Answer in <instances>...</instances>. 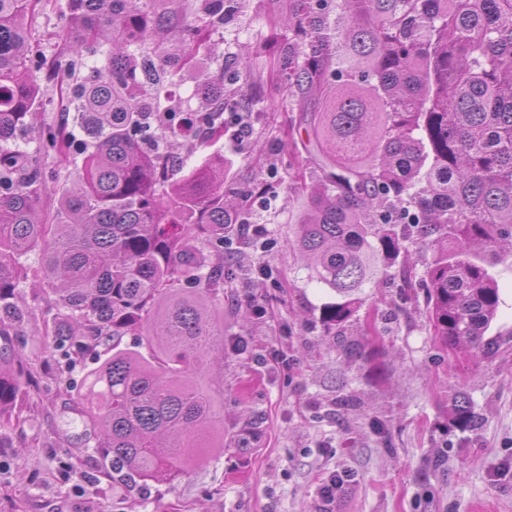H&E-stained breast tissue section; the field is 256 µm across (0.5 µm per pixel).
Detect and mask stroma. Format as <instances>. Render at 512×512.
Listing matches in <instances>:
<instances>
[{
	"mask_svg": "<svg viewBox=\"0 0 512 512\" xmlns=\"http://www.w3.org/2000/svg\"><path fill=\"white\" fill-rule=\"evenodd\" d=\"M65 4L58 0L31 24L34 56L64 52ZM286 0H240L230 19L210 25L213 51L183 69L169 105L194 109L207 81L232 67L243 47L259 58L246 78L271 88L257 106L251 135L182 141L187 165L224 156V184L241 212L263 224L262 246L232 238L224 247L228 283L216 314L224 320V448L172 484L148 482L129 493L113 489L103 459L86 447L87 429L71 408L66 381L81 383L102 358H75L69 371L50 359L45 294L23 281L27 315L13 337L37 374L26 422L0 448V512H512V264L498 265V339L490 356L453 353L434 338L425 293H404L380 275L363 303L335 334L321 309L335 292L308 282L292 248L303 205L298 179L316 175L305 152H291L284 134L296 117L273 70V24ZM272 279L255 275L257 265ZM267 314H252L251 302ZM470 400L475 424L458 422L456 393ZM354 481L333 504L319 496L332 473Z\"/></svg>",
	"mask_w": 512,
	"mask_h": 512,
	"instance_id": "1",
	"label": "stroma"
}]
</instances>
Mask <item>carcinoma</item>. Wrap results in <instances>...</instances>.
Segmentation results:
<instances>
[{
  "mask_svg": "<svg viewBox=\"0 0 512 512\" xmlns=\"http://www.w3.org/2000/svg\"><path fill=\"white\" fill-rule=\"evenodd\" d=\"M180 0H67L70 49L52 61L62 121L40 132L64 170L55 208H41V165L27 150L40 98L29 56L32 0H0V336L24 325L19 281L51 297L47 353L67 360L109 348L74 410L112 487L170 484L224 447V225L240 223L224 191V156L174 169V142L224 134V112L260 95L202 89L196 112L155 115L179 69L208 48L202 28L179 55ZM288 0L277 56L301 142L318 170L305 186L294 249L309 278L336 292L323 310L344 326L380 267L426 290L434 336L488 354L500 292L491 268L512 259V0ZM104 64L69 79L86 51ZM84 156L69 168L72 155ZM433 258L397 264L409 240ZM39 253L38 266L20 259ZM141 336L148 354L123 344ZM36 379L0 354V430L25 423Z\"/></svg>",
  "mask_w": 512,
  "mask_h": 512,
  "instance_id": "obj_1",
  "label": "carcinoma"
}]
</instances>
